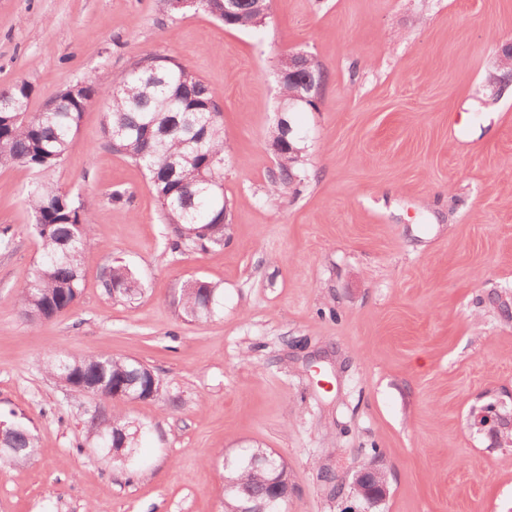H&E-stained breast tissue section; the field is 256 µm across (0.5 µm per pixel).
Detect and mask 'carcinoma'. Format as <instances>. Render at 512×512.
<instances>
[{"label":"carcinoma","instance_id":"obj_1","mask_svg":"<svg viewBox=\"0 0 512 512\" xmlns=\"http://www.w3.org/2000/svg\"><path fill=\"white\" fill-rule=\"evenodd\" d=\"M257 0H236L230 27L260 26ZM32 86L20 81L0 90V102L24 107L21 112H0V168L27 167L49 170L57 166L72 147L82 114L90 102L102 97L108 104L103 134L112 151L128 157L149 175L156 200L171 226L174 250H205L224 246V130L221 94L191 74L176 59L147 54L116 76H97L70 85L50 98L39 112H31ZM297 138L288 133V115L276 120L270 131V146ZM277 173L271 191L301 182V159L283 148L276 153ZM34 218L32 234L40 256L32 276L18 289L22 315L31 323L42 316L62 315L78 300L82 272L88 259L92 213L85 198L46 182H34L26 191ZM102 288L107 295L133 301L141 294L138 278L123 264L111 266ZM223 304V291L202 280H192L182 289L181 306L186 316L199 319L216 314ZM47 370L62 384L82 394L101 398L123 388L135 392L162 381L148 366L135 360L98 353L71 359L54 357ZM87 438L117 468L130 470L137 461L142 428L122 415L108 412L102 403L86 420ZM37 452L35 435L14 425L4 429L0 457L24 463ZM259 449L244 448L225 459L228 472L224 488L229 512H255L268 499L272 482L286 474V465L274 456L262 466Z\"/></svg>","mask_w":512,"mask_h":512}]
</instances>
